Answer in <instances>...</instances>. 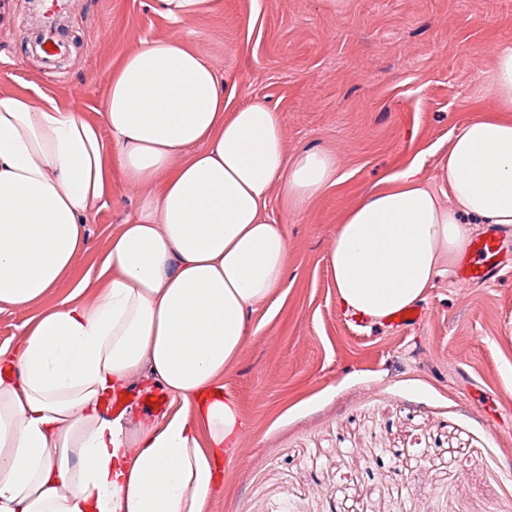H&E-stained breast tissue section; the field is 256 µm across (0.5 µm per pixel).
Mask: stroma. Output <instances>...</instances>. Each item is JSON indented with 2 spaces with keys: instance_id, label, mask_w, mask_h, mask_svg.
Listing matches in <instances>:
<instances>
[{
  "instance_id": "1",
  "label": "stroma",
  "mask_w": 512,
  "mask_h": 512,
  "mask_svg": "<svg viewBox=\"0 0 512 512\" xmlns=\"http://www.w3.org/2000/svg\"><path fill=\"white\" fill-rule=\"evenodd\" d=\"M71 53L54 72L0 19V97L29 94L92 122L113 68L151 39L180 37L239 102L283 116L288 154L331 152L340 182L284 216L282 288L256 304L258 332L224 371L246 429L205 512H512V230L492 283L447 268L407 327L355 324L336 303L328 252L343 216L411 161L434 176L454 132L493 101L480 83L512 44V0H220L185 26L156 0H79ZM140 189L116 183L86 224L87 246L38 303L0 309V369L46 309L95 303L97 274Z\"/></svg>"
}]
</instances>
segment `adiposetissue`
Wrapping results in <instances>:
<instances>
[{
	"label": "adipose tissue",
	"mask_w": 512,
	"mask_h": 512,
	"mask_svg": "<svg viewBox=\"0 0 512 512\" xmlns=\"http://www.w3.org/2000/svg\"><path fill=\"white\" fill-rule=\"evenodd\" d=\"M480 91L496 111L457 130L436 177L412 161L339 224L329 264L344 313L377 322L416 304L467 250L473 223L512 228L511 44L495 48ZM236 98L174 37L113 70L109 138L54 100L0 97V308L57 286L113 177L143 190L96 303L43 312L16 372H0V512H203L244 427L219 379L256 334L252 307L286 278L270 191L298 217L341 180L331 153L287 154L275 108ZM139 375L174 410L153 424L105 417L102 401Z\"/></svg>",
	"instance_id": "obj_1"
}]
</instances>
